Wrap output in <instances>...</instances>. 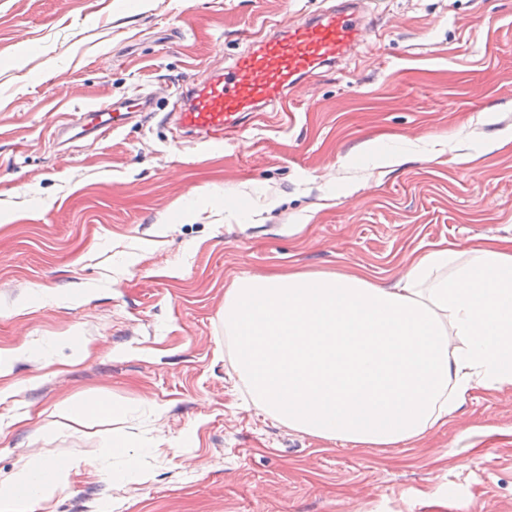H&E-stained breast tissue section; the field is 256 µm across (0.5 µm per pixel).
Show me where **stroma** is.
I'll list each match as a JSON object with an SVG mask.
<instances>
[{
	"mask_svg": "<svg viewBox=\"0 0 512 512\" xmlns=\"http://www.w3.org/2000/svg\"><path fill=\"white\" fill-rule=\"evenodd\" d=\"M336 3L0 0V480L86 460L32 512H512V385L373 448L275 420L236 369L238 279L390 285L435 247L512 237V0H361L360 43L288 114L213 151L163 123L245 32ZM136 91L156 111L65 131ZM91 398L111 413L59 425L57 404Z\"/></svg>",
	"mask_w": 512,
	"mask_h": 512,
	"instance_id": "35a3bbf8",
	"label": "stroma"
}]
</instances>
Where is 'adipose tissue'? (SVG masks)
Masks as SVG:
<instances>
[{
  "mask_svg": "<svg viewBox=\"0 0 512 512\" xmlns=\"http://www.w3.org/2000/svg\"><path fill=\"white\" fill-rule=\"evenodd\" d=\"M224 330L274 419L392 446L445 424L473 389L512 384V238L433 249L390 286L358 275L243 279L224 296ZM80 464H22L0 481V512L50 501Z\"/></svg>",
  "mask_w": 512,
  "mask_h": 512,
  "instance_id": "1",
  "label": "adipose tissue"
}]
</instances>
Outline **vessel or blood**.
Wrapping results in <instances>:
<instances>
[{"label":"vessel or blood","instance_id":"obj_1","mask_svg":"<svg viewBox=\"0 0 512 512\" xmlns=\"http://www.w3.org/2000/svg\"><path fill=\"white\" fill-rule=\"evenodd\" d=\"M362 27L345 9H329L273 35L250 38L230 66L200 82L190 78L180 87L174 112L177 130L196 135L204 147H222L241 131L251 113L276 107L302 78L335 65L350 54ZM155 100L138 95L122 105H90L81 114L82 133H110L120 122L117 109L150 111Z\"/></svg>","mask_w":512,"mask_h":512}]
</instances>
